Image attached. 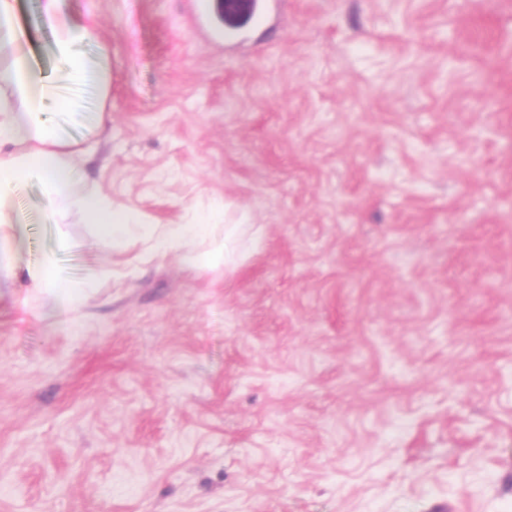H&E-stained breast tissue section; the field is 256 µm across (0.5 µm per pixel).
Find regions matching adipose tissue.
Returning a JSON list of instances; mask_svg holds the SVG:
<instances>
[{
    "instance_id": "ef3b65f1",
    "label": "adipose tissue",
    "mask_w": 512,
    "mask_h": 512,
    "mask_svg": "<svg viewBox=\"0 0 512 512\" xmlns=\"http://www.w3.org/2000/svg\"><path fill=\"white\" fill-rule=\"evenodd\" d=\"M42 15L54 34L58 66L69 82L84 84L94 78L100 92H107L106 65L111 48L99 40L95 21L75 24L65 9V0H43ZM26 40L17 23L16 0H0V48L7 51V61L0 66V253L6 251L15 230L14 198L32 181L43 186L54 223H63L68 213L75 212L84 223L111 238L113 245H123L141 227L129 212L112 207L99 193L76 190L74 143L61 135L50 118L66 104L64 90L34 64L25 48ZM87 41L97 44V65H89L75 51L78 44ZM205 231L202 224L171 225L155 237L153 249L163 256L180 248L187 265L221 270L227 264L234 227L225 225L223 242L211 245L205 242ZM25 272L33 288L55 294L60 313H72L81 305V294L60 278L52 261L26 267Z\"/></svg>"
}]
</instances>
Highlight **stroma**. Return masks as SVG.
<instances>
[{
    "label": "stroma",
    "mask_w": 512,
    "mask_h": 512,
    "mask_svg": "<svg viewBox=\"0 0 512 512\" xmlns=\"http://www.w3.org/2000/svg\"><path fill=\"white\" fill-rule=\"evenodd\" d=\"M42 0H16L55 72ZM109 95L78 189L241 224L205 272L14 200L0 512H502L512 501V0H66ZM111 114L102 128L89 117ZM52 259L73 322L34 291ZM25 272L33 288L49 290L56 295L60 314L72 313L81 305L82 296L74 289L81 287L61 279L51 260L27 266Z\"/></svg>",
    "instance_id": "obj_1"
}]
</instances>
